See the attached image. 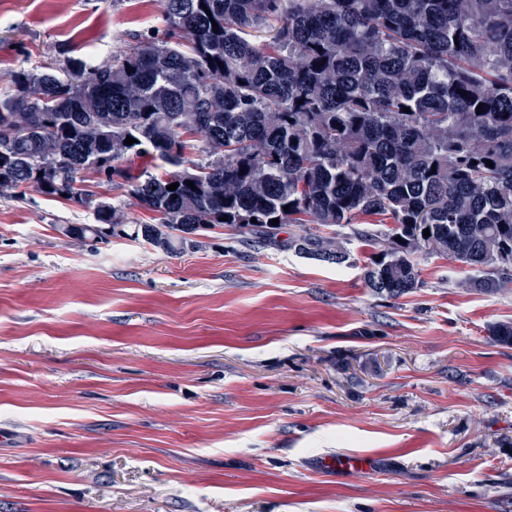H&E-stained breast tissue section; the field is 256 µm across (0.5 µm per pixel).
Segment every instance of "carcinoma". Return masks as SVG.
<instances>
[{
  "label": "carcinoma",
  "instance_id": "carcinoma-1",
  "mask_svg": "<svg viewBox=\"0 0 512 512\" xmlns=\"http://www.w3.org/2000/svg\"><path fill=\"white\" fill-rule=\"evenodd\" d=\"M162 8V36L134 35L102 64L11 74L0 92L1 192L92 204L95 223L58 230L172 256L224 225L256 246L342 264L334 236H277L283 224L348 228L373 249L366 286L389 298L419 287V254L470 267L474 291L512 285V0ZM260 28L272 32L262 45ZM128 158L168 169L134 177ZM90 166L154 222L93 202L79 179Z\"/></svg>",
  "mask_w": 512,
  "mask_h": 512
}]
</instances>
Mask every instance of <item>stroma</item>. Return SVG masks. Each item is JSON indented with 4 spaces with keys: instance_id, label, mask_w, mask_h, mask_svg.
<instances>
[{
    "instance_id": "1",
    "label": "stroma",
    "mask_w": 512,
    "mask_h": 512,
    "mask_svg": "<svg viewBox=\"0 0 512 512\" xmlns=\"http://www.w3.org/2000/svg\"><path fill=\"white\" fill-rule=\"evenodd\" d=\"M160 0H0V91L161 27ZM0 197V512H512V288L417 259L396 299L216 227L177 256ZM368 453L348 475L319 457Z\"/></svg>"
}]
</instances>
